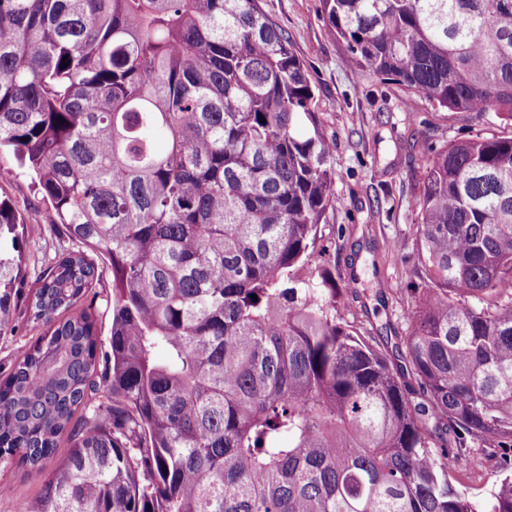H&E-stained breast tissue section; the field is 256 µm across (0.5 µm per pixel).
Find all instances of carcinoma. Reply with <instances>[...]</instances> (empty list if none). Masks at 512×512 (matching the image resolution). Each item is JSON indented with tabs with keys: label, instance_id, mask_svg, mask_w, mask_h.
Wrapping results in <instances>:
<instances>
[{
	"label": "carcinoma",
	"instance_id": "obj_1",
	"mask_svg": "<svg viewBox=\"0 0 512 512\" xmlns=\"http://www.w3.org/2000/svg\"><path fill=\"white\" fill-rule=\"evenodd\" d=\"M262 2L0 0V148L96 255L36 276L47 330L0 383V469L48 474L25 512H512V464L482 511L448 481L512 451V137L429 160L392 363L330 275H291L334 144ZM321 3L360 71L512 121V0ZM26 233L0 197V337ZM106 272L104 351L75 305Z\"/></svg>",
	"mask_w": 512,
	"mask_h": 512
}]
</instances>
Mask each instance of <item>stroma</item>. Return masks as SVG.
Returning a JSON list of instances; mask_svg holds the SVG:
<instances>
[{
  "label": "stroma",
  "instance_id": "obj_1",
  "mask_svg": "<svg viewBox=\"0 0 512 512\" xmlns=\"http://www.w3.org/2000/svg\"><path fill=\"white\" fill-rule=\"evenodd\" d=\"M263 7L303 60L315 92L316 119L336 144L329 162L336 201L318 227L315 252L294 269V277L315 284L330 273L340 290L338 305L355 312L354 327L375 348L390 352L395 337L407 334V312L424 286L413 269L419 257L418 199L427 159L434 150L472 134L512 135V125L491 112L437 108L423 95L405 96L391 82L357 70L330 33L321 0H263ZM1 169L6 175L0 177V195L9 197L26 220L44 217L30 176L12 155L0 157ZM42 332L27 313H17L14 334L0 338V381ZM500 478L492 462L475 471L458 460L448 463L449 481L464 483L478 503ZM1 481L11 484L13 492L0 497V512H24L43 484L29 468L1 471Z\"/></svg>",
  "mask_w": 512,
  "mask_h": 512
}]
</instances>
